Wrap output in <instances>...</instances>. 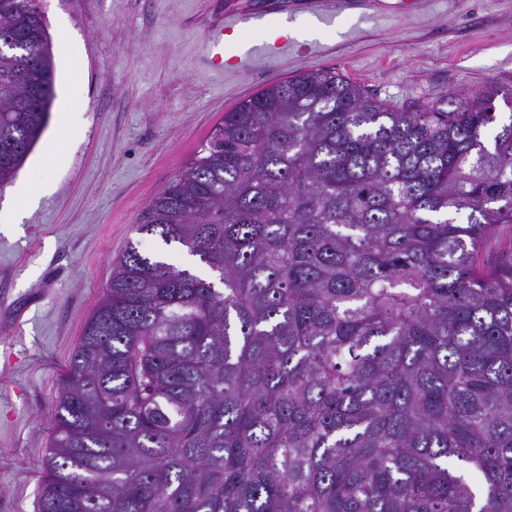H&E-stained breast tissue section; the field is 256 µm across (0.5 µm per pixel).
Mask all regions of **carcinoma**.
Instances as JSON below:
<instances>
[{
    "label": "carcinoma",
    "mask_w": 512,
    "mask_h": 512,
    "mask_svg": "<svg viewBox=\"0 0 512 512\" xmlns=\"http://www.w3.org/2000/svg\"><path fill=\"white\" fill-rule=\"evenodd\" d=\"M0 46L2 187L54 98L41 0H0ZM137 231L212 278L114 263L38 512H512V89L409 112L326 69L265 86Z\"/></svg>",
    "instance_id": "cac0c4a2"
}]
</instances>
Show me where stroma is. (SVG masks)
I'll return each instance as SVG.
<instances>
[{"mask_svg":"<svg viewBox=\"0 0 512 512\" xmlns=\"http://www.w3.org/2000/svg\"><path fill=\"white\" fill-rule=\"evenodd\" d=\"M226 0H42L55 65L47 126L0 189V512H35L54 399L114 262L129 243L170 262L186 251L138 233L150 200L225 112L261 88L331 69L414 111L512 88V0H422L410 14H282L288 46L240 27L219 44L236 68L204 64L207 24ZM83 64L77 125L58 124L65 58ZM51 190L14 221L17 184ZM193 265V264H192Z\"/></svg>","mask_w":512,"mask_h":512,"instance_id":"35a3bbf8","label":"stroma"}]
</instances>
